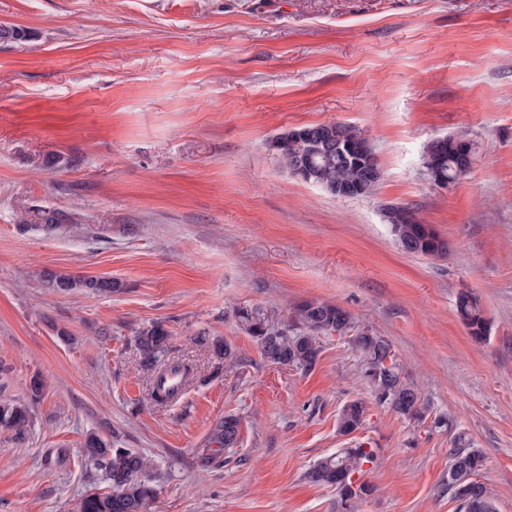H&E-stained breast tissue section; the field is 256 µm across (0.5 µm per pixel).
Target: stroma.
Returning <instances> with one entry per match:
<instances>
[{"label":"stroma","instance_id":"obj_1","mask_svg":"<svg viewBox=\"0 0 512 512\" xmlns=\"http://www.w3.org/2000/svg\"><path fill=\"white\" fill-rule=\"evenodd\" d=\"M0 402L41 378L24 443L0 432V512H76L105 490L80 448L96 433L154 464L147 512H336L305 474L361 443L375 493L357 512H458L448 450L480 449L497 512H512V0H0ZM361 129L380 171L368 197L285 171L271 140L304 125ZM476 147L434 186L433 138ZM411 207L448 244L404 252L383 218ZM56 209L78 228L19 225ZM121 289L62 292L45 273ZM480 303L489 339L456 314ZM305 300L385 337L425 421L376 403L347 337L305 372L264 361L237 311L271 323ZM159 321L192 379L151 396L134 334ZM239 354L220 363L201 336ZM355 433L337 429L352 400ZM237 444L204 470L215 422ZM457 314L468 332L477 343H483L489 335V323L479 303L469 294L461 293L457 299ZM366 413V405L362 400H352L344 404L338 414V431L342 435H350L357 431L363 424Z\"/></svg>","mask_w":512,"mask_h":512}]
</instances>
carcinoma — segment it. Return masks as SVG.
I'll return each mask as SVG.
<instances>
[{"instance_id": "1", "label": "carcinoma", "mask_w": 512, "mask_h": 512, "mask_svg": "<svg viewBox=\"0 0 512 512\" xmlns=\"http://www.w3.org/2000/svg\"><path fill=\"white\" fill-rule=\"evenodd\" d=\"M282 167L290 175L315 184L331 194L337 189L348 197L372 194L378 181H369L363 161L374 160V154L365 135L358 129L341 123H322L308 126V131L294 129L271 140ZM475 144L463 135L436 137L427 143L424 167L427 175H435L453 183L465 176L469 167L465 162L474 158ZM384 217L401 248L410 253L428 257H443L448 246L438 232L424 224L406 206L390 205L384 208ZM38 229L47 235L55 233L60 225L76 220L60 212L45 211L40 216ZM49 287L60 291L88 288L110 292L118 283L106 279H80L69 275H51ZM457 314L477 343L487 340L489 323L479 303L469 294L457 299ZM238 318L259 345L263 359L274 365L291 366L310 371L322 352L320 337L336 334L350 337L359 357V376L369 387L374 400L386 404L399 415L420 422L426 417L418 386L407 380L392 354V345L382 336L363 328L355 330L353 314L347 309L318 301H302L294 306L288 321L280 327L265 322L257 311L241 309ZM170 331L155 322L140 329L135 344L143 367L154 371L152 394L158 401L170 399L178 393L191 376V370L178 363L161 361L171 344ZM198 341L212 348L213 354L232 364L238 355L232 346L219 338L201 336ZM43 382L35 378L30 383L29 401L0 404V430L11 434V439L24 440L30 426L31 407L42 397ZM366 405L362 400L344 404L338 414V431L350 435L363 424ZM240 419L228 414L215 424L208 448L196 457L197 465L209 468L217 463L224 449L238 439ZM84 460L102 472L108 490L89 492L77 505V512H147L157 495L151 476L150 460L142 453L128 448H114L100 437L87 436L81 448ZM448 493L459 503L461 512H496L494 496L477 476L485 464L483 453L477 448L450 449ZM374 451L358 444L342 448L313 465L305 474L312 484L332 487L336 491V512H355L358 503L371 496L374 488L357 479L366 472L364 466L373 463Z\"/></svg>"}]
</instances>
